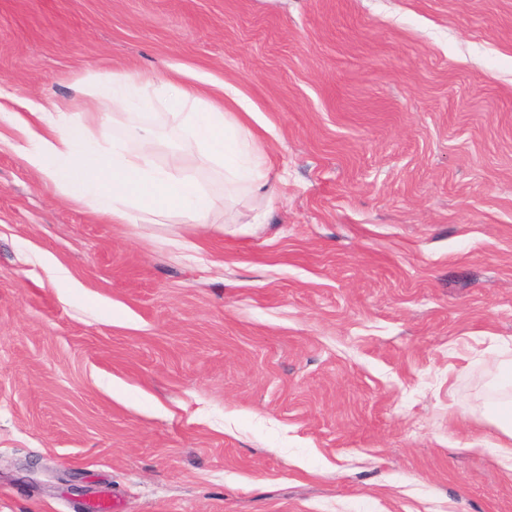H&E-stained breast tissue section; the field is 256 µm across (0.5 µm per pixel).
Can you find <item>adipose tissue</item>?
Here are the masks:
<instances>
[{
    "label": "adipose tissue",
    "mask_w": 512,
    "mask_h": 512,
    "mask_svg": "<svg viewBox=\"0 0 512 512\" xmlns=\"http://www.w3.org/2000/svg\"><path fill=\"white\" fill-rule=\"evenodd\" d=\"M150 83L159 101L177 109L185 150H204L211 161L222 165L228 191H261L273 197L265 153L240 115L247 103L236 86L225 84L223 100L216 101L203 99L197 90L163 75ZM90 95L86 111L73 117L56 104L40 108L31 121L10 116L20 135L15 149L24 164L107 224L136 223L140 211L157 216L176 212L188 223H204L211 199L192 176L152 166L155 134L150 127L130 126L124 139L113 141L110 160H103L94 146L98 116L125 112L137 103L136 77L101 78ZM228 101L235 104V111L225 110Z\"/></svg>",
    "instance_id": "adipose-tissue-1"
}]
</instances>
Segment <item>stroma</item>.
I'll use <instances>...</instances> for the list:
<instances>
[{"label": "stroma", "instance_id": "obj_1", "mask_svg": "<svg viewBox=\"0 0 512 512\" xmlns=\"http://www.w3.org/2000/svg\"><path fill=\"white\" fill-rule=\"evenodd\" d=\"M155 71L240 89L276 195L159 106L99 140L154 127L207 228L103 223L0 144V512H512V0H0L2 111ZM484 418L494 425L501 434L497 450L503 455L512 456V400H504L488 406Z\"/></svg>", "mask_w": 512, "mask_h": 512}]
</instances>
